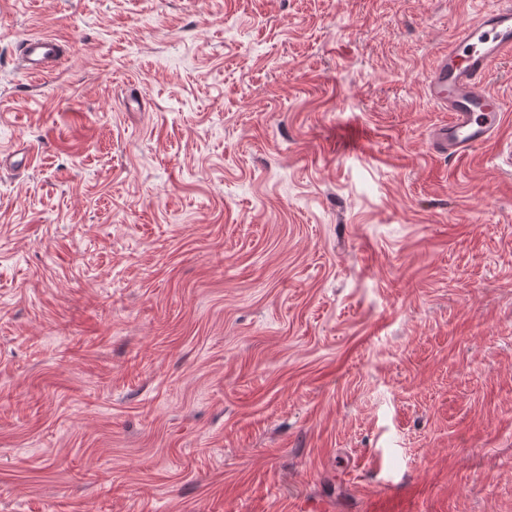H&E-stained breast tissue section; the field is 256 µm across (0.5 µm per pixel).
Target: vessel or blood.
I'll use <instances>...</instances> for the list:
<instances>
[{
  "label": "vessel or blood",
  "mask_w": 512,
  "mask_h": 512,
  "mask_svg": "<svg viewBox=\"0 0 512 512\" xmlns=\"http://www.w3.org/2000/svg\"><path fill=\"white\" fill-rule=\"evenodd\" d=\"M65 55L62 42L51 35L27 38L21 48L20 70L29 77L55 69ZM512 56V0H495L481 17L464 27L442 55L427 80V93L448 114L429 136L432 152L461 157L494 139L507 105L486 91L495 64ZM417 487L390 488L370 496L365 512H413Z\"/></svg>",
  "instance_id": "vessel-or-blood-1"
}]
</instances>
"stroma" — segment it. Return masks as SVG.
I'll use <instances>...</instances> for the list:
<instances>
[{
  "label": "stroma",
  "mask_w": 512,
  "mask_h": 512,
  "mask_svg": "<svg viewBox=\"0 0 512 512\" xmlns=\"http://www.w3.org/2000/svg\"><path fill=\"white\" fill-rule=\"evenodd\" d=\"M492 2L0 0V512H512V111L428 149ZM64 55V44L54 36L27 38L21 48L20 71L29 77L45 75L61 63ZM419 490L415 486L388 488L370 496L365 504L366 512H412Z\"/></svg>",
  "instance_id": "stroma-1"
}]
</instances>
